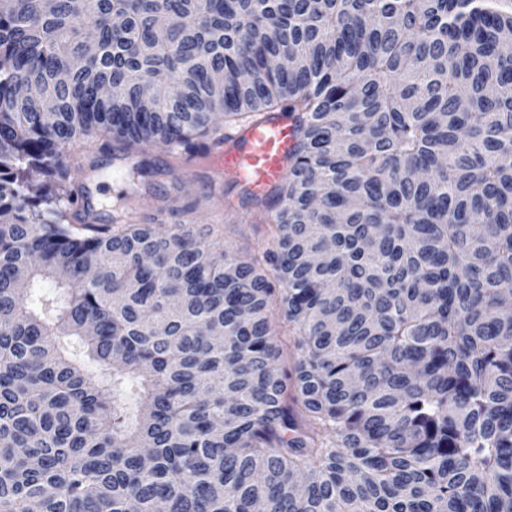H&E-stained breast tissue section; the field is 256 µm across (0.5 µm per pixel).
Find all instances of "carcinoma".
<instances>
[{
  "instance_id": "obj_1",
  "label": "carcinoma",
  "mask_w": 512,
  "mask_h": 512,
  "mask_svg": "<svg viewBox=\"0 0 512 512\" xmlns=\"http://www.w3.org/2000/svg\"><path fill=\"white\" fill-rule=\"evenodd\" d=\"M509 39L512 0H0V512H512ZM284 111L269 271L63 164L105 134L148 186ZM273 325L275 332V341L278 348H280L281 356L279 358V366L282 369L291 368L292 362L297 356L295 350L293 331L290 330L291 326L283 317L282 311L279 309L278 302L273 307Z\"/></svg>"
}]
</instances>
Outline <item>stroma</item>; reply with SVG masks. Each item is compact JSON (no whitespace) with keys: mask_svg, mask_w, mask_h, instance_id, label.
<instances>
[{"mask_svg":"<svg viewBox=\"0 0 512 512\" xmlns=\"http://www.w3.org/2000/svg\"><path fill=\"white\" fill-rule=\"evenodd\" d=\"M119 152V144L107 138L91 145L76 140L66 152L71 179L87 187L93 213L103 224L110 222L118 197L127 190ZM147 160L156 171L160 193L144 195L131 211L130 223L148 224L163 232L183 224L195 238L222 245L247 261L262 258L271 248L274 224L255 222L240 207L226 209L223 178L207 174L197 162L178 158L160 143L148 147Z\"/></svg>","mask_w":512,"mask_h":512,"instance_id":"obj_1","label":"stroma"}]
</instances>
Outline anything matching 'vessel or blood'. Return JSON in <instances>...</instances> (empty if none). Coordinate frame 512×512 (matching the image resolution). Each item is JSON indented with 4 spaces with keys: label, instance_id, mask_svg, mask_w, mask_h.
<instances>
[{
    "label": "vessel or blood",
    "instance_id": "1",
    "mask_svg": "<svg viewBox=\"0 0 512 512\" xmlns=\"http://www.w3.org/2000/svg\"><path fill=\"white\" fill-rule=\"evenodd\" d=\"M296 142L292 119L278 114L230 135L217 162L252 186L262 188L281 181Z\"/></svg>",
    "mask_w": 512,
    "mask_h": 512
}]
</instances>
